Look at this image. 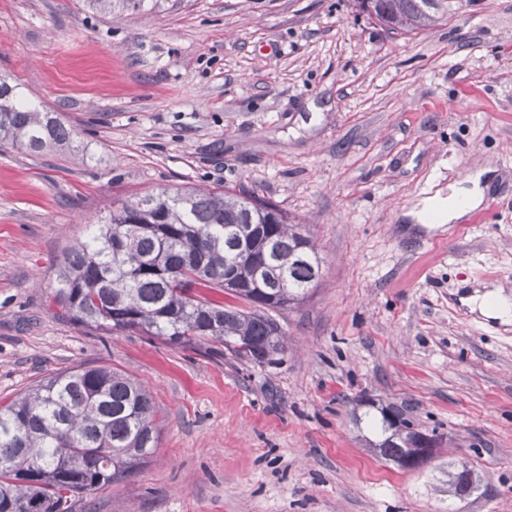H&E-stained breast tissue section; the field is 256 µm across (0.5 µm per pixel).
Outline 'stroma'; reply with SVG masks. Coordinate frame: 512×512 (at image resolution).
<instances>
[{"instance_id": "35a3bbf8", "label": "stroma", "mask_w": 512, "mask_h": 512, "mask_svg": "<svg viewBox=\"0 0 512 512\" xmlns=\"http://www.w3.org/2000/svg\"><path fill=\"white\" fill-rule=\"evenodd\" d=\"M0 73L74 133L0 146V401L79 365L125 371L160 428L148 462L71 512H512V0H448L393 35L353 0H170L114 16L0 0ZM488 169L480 222L420 201ZM251 194L306 225L322 276L274 312L286 349L242 361L51 313L57 264L113 207L166 188ZM438 447L405 471L364 445L358 401ZM466 462L472 495L448 494ZM471 301L483 313L499 318L503 322H507L511 317L512 302L496 290L487 291L483 295H474Z\"/></svg>"}]
</instances>
